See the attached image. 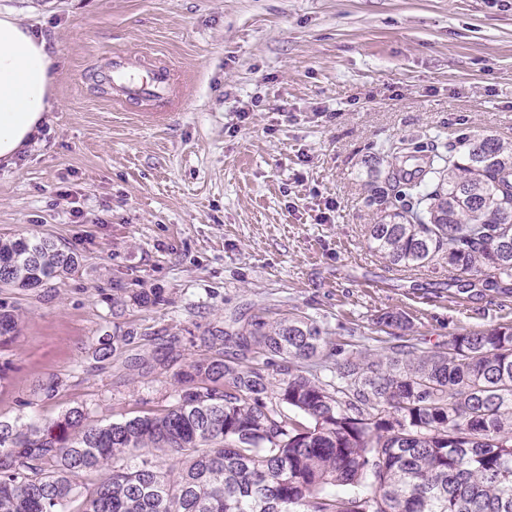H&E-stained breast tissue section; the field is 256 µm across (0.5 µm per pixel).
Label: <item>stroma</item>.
<instances>
[{
    "mask_svg": "<svg viewBox=\"0 0 512 512\" xmlns=\"http://www.w3.org/2000/svg\"><path fill=\"white\" fill-rule=\"evenodd\" d=\"M57 57L38 141L0 164V237L48 236L79 266L0 288L20 331L0 417L86 406L108 422L166 405V376L77 371L98 336L176 337L182 361L230 314L297 310L346 351H379L378 315L426 348L512 322V292L461 291L447 267L372 251L362 161L386 139L465 127L512 139V0H0ZM175 74L159 118L113 100L114 57ZM81 218H73V210ZM160 301L139 306L135 297ZM58 397L37 398L49 375Z\"/></svg>",
    "mask_w": 512,
    "mask_h": 512,
    "instance_id": "1",
    "label": "stroma"
}]
</instances>
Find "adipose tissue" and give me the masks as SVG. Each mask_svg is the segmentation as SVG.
<instances>
[{"label":"adipose tissue","mask_w":512,"mask_h":512,"mask_svg":"<svg viewBox=\"0 0 512 512\" xmlns=\"http://www.w3.org/2000/svg\"><path fill=\"white\" fill-rule=\"evenodd\" d=\"M56 58L42 35L0 12V161L35 143L51 109Z\"/></svg>","instance_id":"obj_1"}]
</instances>
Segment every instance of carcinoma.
<instances>
[{
  "instance_id": "cac0c4a2",
  "label": "carcinoma",
  "mask_w": 512,
  "mask_h": 512,
  "mask_svg": "<svg viewBox=\"0 0 512 512\" xmlns=\"http://www.w3.org/2000/svg\"><path fill=\"white\" fill-rule=\"evenodd\" d=\"M361 182L370 247L391 265L446 264L461 288L512 280V140L384 142ZM77 265L48 237L0 239V285L40 288ZM19 325L0 300L1 347ZM376 325L384 351L346 355L309 316H231L173 373L177 337L145 359L133 332L100 336L97 369L170 372V401L107 424L83 406L0 419V512H512V325L433 348L405 338L398 312ZM63 386L51 376L37 395Z\"/></svg>"
}]
</instances>
